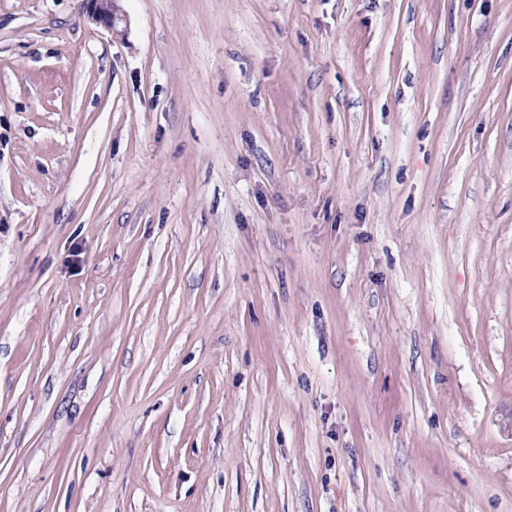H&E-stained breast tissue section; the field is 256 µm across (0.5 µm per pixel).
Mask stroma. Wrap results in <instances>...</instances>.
Instances as JSON below:
<instances>
[{"label": "stroma", "mask_w": 512, "mask_h": 512, "mask_svg": "<svg viewBox=\"0 0 512 512\" xmlns=\"http://www.w3.org/2000/svg\"><path fill=\"white\" fill-rule=\"evenodd\" d=\"M0 0V512H512V0ZM117 0H85L84 9L87 17L96 25L103 26L118 36L121 30L118 28L122 20Z\"/></svg>", "instance_id": "obj_1"}]
</instances>
